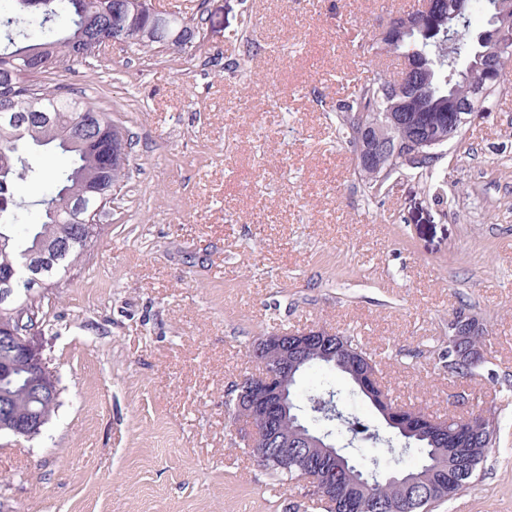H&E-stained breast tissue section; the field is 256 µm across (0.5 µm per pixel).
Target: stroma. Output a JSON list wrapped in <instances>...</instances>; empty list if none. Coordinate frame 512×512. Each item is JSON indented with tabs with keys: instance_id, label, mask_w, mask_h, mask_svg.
<instances>
[{
	"instance_id": "1",
	"label": "stroma",
	"mask_w": 512,
	"mask_h": 512,
	"mask_svg": "<svg viewBox=\"0 0 512 512\" xmlns=\"http://www.w3.org/2000/svg\"><path fill=\"white\" fill-rule=\"evenodd\" d=\"M203 12L190 55L112 47L41 74L132 136V177L32 339L59 376L43 434H0V512H306L250 458L224 395L264 334L362 343L399 404L482 414L479 479L435 512H512V95L414 170L365 187L337 138L365 52L415 0H153ZM253 49H246V42ZM485 363L439 358L457 314Z\"/></svg>"
}]
</instances>
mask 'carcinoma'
<instances>
[{
    "instance_id": "obj_1",
    "label": "carcinoma",
    "mask_w": 512,
    "mask_h": 512,
    "mask_svg": "<svg viewBox=\"0 0 512 512\" xmlns=\"http://www.w3.org/2000/svg\"><path fill=\"white\" fill-rule=\"evenodd\" d=\"M8 10L0 8V107H14L12 112L0 111V217L18 207L14 197L15 187L34 179L36 169L19 151L22 144L44 150H54L68 157V163L57 172H44L38 178L47 181L46 189L38 201L40 210L36 223L24 231L18 225L0 221V273L19 269L24 255L40 247L56 233L58 224H87L92 222L105 229L101 221L108 215L112 204L114 187L130 178V153L124 160L106 169L102 158L112 155V143L117 142L132 149L128 131L112 121L92 99L75 93H63L33 80L45 69L32 67L31 61L46 57L57 68L70 61L96 57L98 47L92 42V29L96 22L108 18L114 0H7ZM165 24L151 27V13L146 8L128 9L126 14V45L143 53L171 52L184 54L193 47V42L180 34L181 30L200 31L203 15L187 18L178 12L165 13ZM472 22L457 31L452 50L445 49L433 40L426 45L410 43L406 38L398 39L390 32L377 39L380 49L412 57L419 79L401 96L395 93L398 81L375 74L355 86L350 100L336 107V128L342 141L354 155H359L362 124L373 117L389 118L399 112L404 102L412 104L406 120L393 131L394 138L406 140L414 130L422 126L421 113H432L431 124L443 128L442 113L448 111V91H455L460 99H469L476 81L481 80L488 89L479 108L480 118L491 116L500 98L512 95V58L486 62L475 60V53L482 47L471 33ZM474 62L478 68L475 76L461 73L457 62ZM38 116V120L23 128L13 124L20 113ZM83 115H97L101 119V136L97 139L61 146L60 140ZM406 164L391 166L386 174L373 167L357 163L360 178L370 186H381L393 174L400 172ZM93 243L82 238L73 243L64 253L54 254L42 268L39 282L20 284L26 292L25 303H17L19 292L12 298L0 301V320H9L10 312L25 310L38 315L42 296H34L36 289L49 288L67 276L75 263ZM313 368H325L340 375L352 390L353 381L348 370L331 366L319 358H311L297 375ZM337 397L338 393L320 385L311 395L301 401L293 398L298 412L304 414L309 430L324 434L332 440L349 432L359 424L357 417L342 414L330 417L319 410V399ZM39 407L21 387L15 388L12 413L25 415ZM447 450L425 445L413 435L394 433V438L383 439L374 432L372 440L385 442L392 453L403 454L413 448L420 451L421 461L417 472L420 482L411 487L390 485L385 489L356 490L350 488L346 474L336 464V490L330 499H311L312 508L320 512H434L441 503L468 487L479 476L488 453L486 440L488 430L467 422L458 423L448 419ZM264 468L278 481L298 483L304 476H314L324 481L326 463L317 453L305 448L288 450V460L280 458L272 448L264 450Z\"/></svg>"
}]
</instances>
